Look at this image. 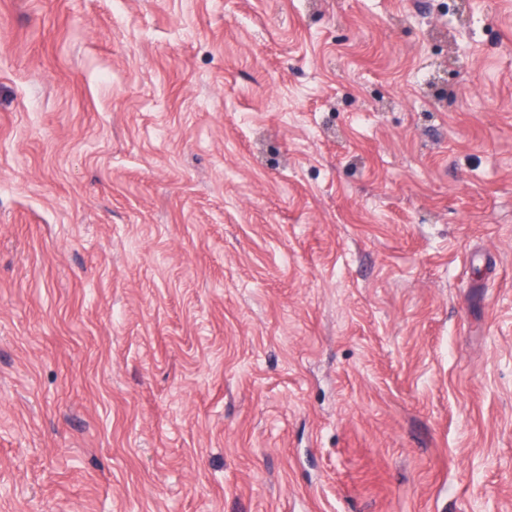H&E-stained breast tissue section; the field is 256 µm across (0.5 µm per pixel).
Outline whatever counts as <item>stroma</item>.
Segmentation results:
<instances>
[{"label": "stroma", "mask_w": 512, "mask_h": 512, "mask_svg": "<svg viewBox=\"0 0 512 512\" xmlns=\"http://www.w3.org/2000/svg\"><path fill=\"white\" fill-rule=\"evenodd\" d=\"M0 0V512H512V0Z\"/></svg>", "instance_id": "obj_1"}]
</instances>
